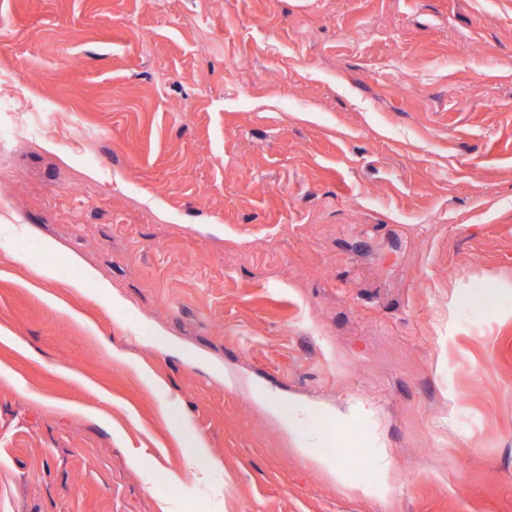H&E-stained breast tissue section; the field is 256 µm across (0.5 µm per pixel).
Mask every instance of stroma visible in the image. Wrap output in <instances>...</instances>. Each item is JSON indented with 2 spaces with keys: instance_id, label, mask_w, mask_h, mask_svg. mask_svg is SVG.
I'll return each instance as SVG.
<instances>
[{
  "instance_id": "35a3bbf8",
  "label": "stroma",
  "mask_w": 512,
  "mask_h": 512,
  "mask_svg": "<svg viewBox=\"0 0 512 512\" xmlns=\"http://www.w3.org/2000/svg\"><path fill=\"white\" fill-rule=\"evenodd\" d=\"M15 86L0 512H512V0H0ZM288 433L303 451L317 448L321 441L319 419L304 405L288 407ZM178 431L188 433L191 437V446L188 448V456L191 467L197 465L194 475L203 482L210 483L213 477L223 470L220 461L211 458L207 453V443L204 438L195 434L192 424L188 420H184Z\"/></svg>"
}]
</instances>
